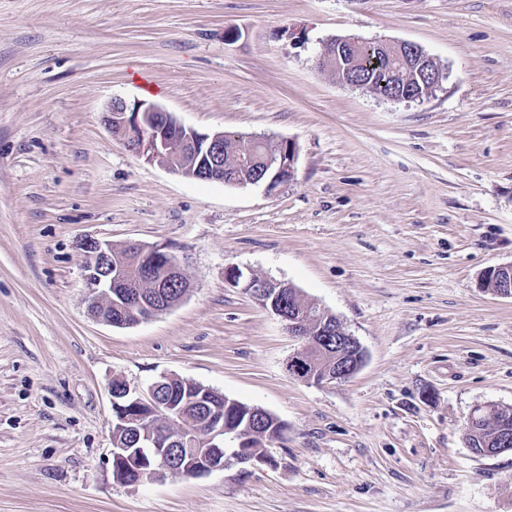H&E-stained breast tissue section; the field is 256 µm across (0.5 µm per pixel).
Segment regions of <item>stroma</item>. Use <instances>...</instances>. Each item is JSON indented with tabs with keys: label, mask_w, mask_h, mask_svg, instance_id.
Returning <instances> with one entry per match:
<instances>
[{
	"label": "stroma",
	"mask_w": 512,
	"mask_h": 512,
	"mask_svg": "<svg viewBox=\"0 0 512 512\" xmlns=\"http://www.w3.org/2000/svg\"><path fill=\"white\" fill-rule=\"evenodd\" d=\"M334 36L408 41L446 77L420 102L318 68ZM203 133L297 147L274 188L176 175L102 122L112 98ZM162 246L191 288L130 326L91 318L78 243ZM512 0H0V512H512ZM298 288L367 353L287 375L284 323L224 281ZM200 382L267 410L268 463L136 487L112 477L122 379ZM494 410L486 414L479 406L473 409L474 416H470L466 422L465 436L473 454L479 457L495 456V450L499 452L511 451L512 445L505 438L500 448L502 437L508 435L512 439V407L491 404ZM490 454V455H489Z\"/></svg>",
	"instance_id": "obj_1"
}]
</instances>
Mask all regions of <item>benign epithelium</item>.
Returning <instances> with one entry per match:
<instances>
[{"label":"benign epithelium","instance_id":"7a95c632","mask_svg":"<svg viewBox=\"0 0 512 512\" xmlns=\"http://www.w3.org/2000/svg\"><path fill=\"white\" fill-rule=\"evenodd\" d=\"M360 43L357 37L338 36L325 42L317 58V66H335V59L343 56V42ZM376 45L394 57L409 59L410 74H419L424 79L423 88L412 89L403 85L401 89L386 99L393 101H421L439 87L445 73L421 47L408 41H378ZM105 127L112 135L120 138L126 148L137 156L151 163L180 175L184 178L215 181L228 185L255 184L262 176L251 179L239 177L237 172L224 170V152L234 155L238 163L246 161L249 146L237 142L224 145V133H201L194 128L177 122L172 114L161 106L146 104L140 100L128 101L114 98L103 116ZM266 146L265 168L273 169L272 178L266 182L267 187L292 179L295 175L296 146L289 140L270 144L264 139H252ZM86 252L97 261L96 266L86 270L88 285L87 312L100 321L110 325H133L142 320L159 315L167 308L149 300L140 288V282L129 277L125 266L112 263V244L91 241L83 244ZM139 260L140 277L149 276V271L162 264L180 275L183 268L178 258L169 250L160 246H144L137 243L128 245ZM498 278L503 291L500 297H512V265L499 266L490 271ZM245 281V290L263 307L277 315L287 326L291 336L300 341V347L294 351L286 363L287 373L296 380L314 384V357L321 350L317 335L321 334L319 317L307 314L288 315V284L268 277L246 275L236 267L224 270V281L236 286ZM122 304L117 314H112L113 298ZM336 369L326 374L323 384L341 382L361 369L365 352L360 342L344 331L341 324H336ZM171 377L161 376L142 391L124 381L111 385L115 424L119 428H133L142 432V443L137 448L112 449L113 464L128 472L141 474V481L156 479L169 472L182 474L191 470L195 476L208 474L224 468V448L215 444V440L224 436L226 429L209 419L201 420L191 428H183L187 407L203 402L207 390H202L178 403L158 395V390L165 386ZM171 428L175 437L166 440L158 427ZM246 438L234 452L239 463H266L268 455H257L251 451L255 447L253 439L257 438L252 426L244 429ZM177 445V452H172V445ZM151 460L152 468L142 470L146 460Z\"/></svg>","mask_w":512,"mask_h":512}]
</instances>
